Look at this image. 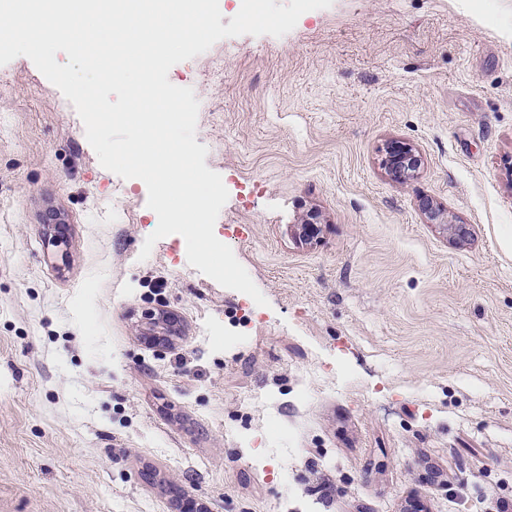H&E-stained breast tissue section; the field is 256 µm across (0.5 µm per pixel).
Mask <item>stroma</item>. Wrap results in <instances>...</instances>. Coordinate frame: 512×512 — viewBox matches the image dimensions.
I'll return each mask as SVG.
<instances>
[{
    "instance_id": "35a3bbf8",
    "label": "stroma",
    "mask_w": 512,
    "mask_h": 512,
    "mask_svg": "<svg viewBox=\"0 0 512 512\" xmlns=\"http://www.w3.org/2000/svg\"><path fill=\"white\" fill-rule=\"evenodd\" d=\"M168 78L267 303L140 259L145 183L0 66V512H512V0H333ZM388 159V160H387ZM389 166L392 173H416L420 167V160L414 149L407 146L397 147L389 157L384 161V165Z\"/></svg>"
}]
</instances>
